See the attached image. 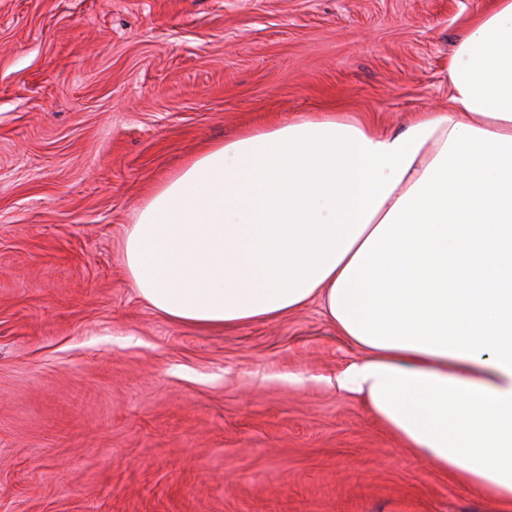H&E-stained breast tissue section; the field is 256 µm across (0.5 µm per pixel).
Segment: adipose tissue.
Here are the masks:
<instances>
[{
	"mask_svg": "<svg viewBox=\"0 0 512 512\" xmlns=\"http://www.w3.org/2000/svg\"><path fill=\"white\" fill-rule=\"evenodd\" d=\"M448 85L398 133L328 115L211 147L139 210L124 263L198 329L320 301L364 352L337 387L512 512V0L457 43Z\"/></svg>",
	"mask_w": 512,
	"mask_h": 512,
	"instance_id": "1",
	"label": "adipose tissue"
}]
</instances>
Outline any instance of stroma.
Returning <instances> with one entry per match:
<instances>
[{
  "instance_id": "1",
  "label": "stroma",
  "mask_w": 512,
  "mask_h": 512,
  "mask_svg": "<svg viewBox=\"0 0 512 512\" xmlns=\"http://www.w3.org/2000/svg\"><path fill=\"white\" fill-rule=\"evenodd\" d=\"M495 0H0V512H495L328 381L313 301L172 323L123 261L137 211L242 131L448 104Z\"/></svg>"
}]
</instances>
